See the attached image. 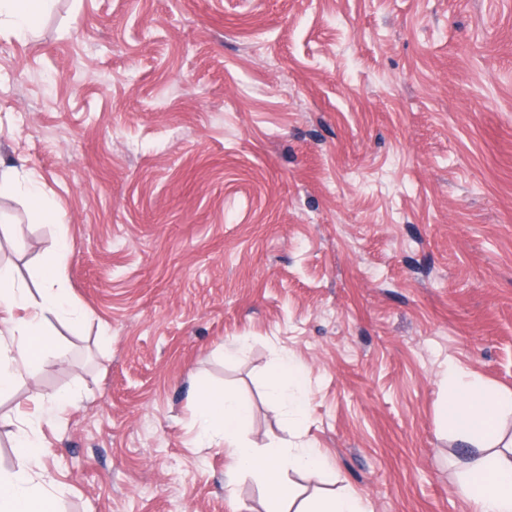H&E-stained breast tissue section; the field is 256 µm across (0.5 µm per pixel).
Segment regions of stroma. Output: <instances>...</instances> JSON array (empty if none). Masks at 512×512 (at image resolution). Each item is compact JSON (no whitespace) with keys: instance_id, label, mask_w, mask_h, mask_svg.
Masks as SVG:
<instances>
[{"instance_id":"stroma-1","label":"stroma","mask_w":512,"mask_h":512,"mask_svg":"<svg viewBox=\"0 0 512 512\" xmlns=\"http://www.w3.org/2000/svg\"><path fill=\"white\" fill-rule=\"evenodd\" d=\"M0 167L57 212L0 194V261L34 291L67 240L87 314L0 397V469L40 415L59 512H266L199 441L205 390L373 512H474L438 408L450 366L512 391V0H55L0 35ZM302 387L300 369L288 355L282 356L270 375V395L295 422H300L307 413L308 399L301 393Z\"/></svg>"}]
</instances>
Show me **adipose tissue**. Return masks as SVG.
Wrapping results in <instances>:
<instances>
[{
	"label": "adipose tissue",
	"mask_w": 512,
	"mask_h": 512,
	"mask_svg": "<svg viewBox=\"0 0 512 512\" xmlns=\"http://www.w3.org/2000/svg\"><path fill=\"white\" fill-rule=\"evenodd\" d=\"M51 0H0V34L24 37L33 33ZM70 254L68 242H61L56 253L47 258L42 270L43 286L31 293L18 284L11 270L0 267V313L26 310L24 318L14 322L11 341L0 345V392L9 390L17 376L37 369L43 360L45 337L42 328L52 318L82 319L83 314L67 298L60 283L62 265ZM448 394L439 414L448 422L450 432L473 448L476 456L468 461L461 475L464 495L476 512H512V448L505 447L503 418L512 416V392L488 394L475 382L457 371L448 373ZM270 395L281 403L287 415L301 421L307 413L308 399L302 392L300 370L287 356L281 357L269 379ZM196 416L202 438L221 439L234 460L233 475L253 476L261 480L273 504L294 506L295 512H371L363 497L336 491V476L329 473L324 455L305 444L284 449L271 443L264 448L244 445L241 435L247 429L249 406L231 393L207 391L196 404ZM40 418H22L15 442L18 468L0 472V512H56L54 493L35 479L32 465L41 442L36 435ZM326 472L323 486L314 494L301 497L290 483L289 472Z\"/></svg>",
	"instance_id": "1"
}]
</instances>
